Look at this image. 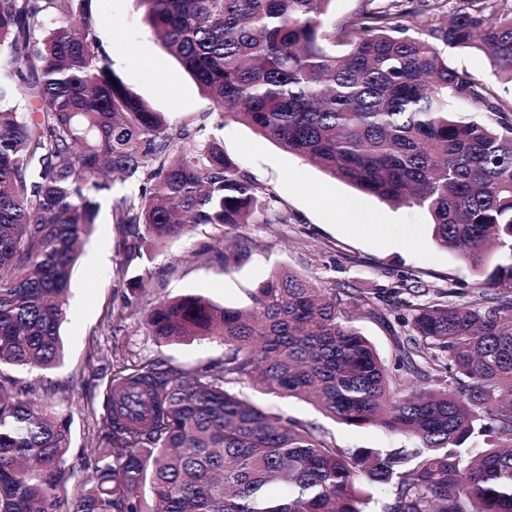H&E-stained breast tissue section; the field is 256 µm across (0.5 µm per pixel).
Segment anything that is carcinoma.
I'll list each match as a JSON object with an SVG mask.
<instances>
[{
    "instance_id": "obj_1",
    "label": "carcinoma",
    "mask_w": 512,
    "mask_h": 512,
    "mask_svg": "<svg viewBox=\"0 0 512 512\" xmlns=\"http://www.w3.org/2000/svg\"><path fill=\"white\" fill-rule=\"evenodd\" d=\"M92 2L0 0V512H364L374 485L394 489L384 512H512V123L440 49L475 48L512 84V15L487 16L482 0L424 37L406 35L401 0L330 27L333 0H139L217 127L246 123L363 193L422 208L439 247L495 263L472 299L438 291L411 309L391 365L342 322L336 293L287 269L247 309L200 295L157 303L148 335L219 337V371L115 373L96 480L56 495L69 420L22 398L7 369L61 360L71 273L100 199L124 235L120 277L143 245L199 225L287 222L200 137L205 125L169 122L124 84ZM450 98L486 117H457ZM111 175L132 191L111 193ZM253 248H225L224 268ZM249 380L410 444L339 448L236 391ZM476 437L487 448L472 451Z\"/></svg>"
}]
</instances>
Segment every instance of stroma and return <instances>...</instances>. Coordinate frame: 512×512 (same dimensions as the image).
Returning a JSON list of instances; mask_svg holds the SVG:
<instances>
[{
	"instance_id": "1",
	"label": "stroma",
	"mask_w": 512,
	"mask_h": 512,
	"mask_svg": "<svg viewBox=\"0 0 512 512\" xmlns=\"http://www.w3.org/2000/svg\"><path fill=\"white\" fill-rule=\"evenodd\" d=\"M93 11L101 20L100 44L124 83L170 122L205 121L206 136L218 138L225 152L273 193L274 208L286 221L269 224L260 216L236 228L234 237L252 242L254 249L233 271H225L220 258L222 229L201 225L145 253L121 279L116 265L123 257L122 237L109 205H102L73 270L61 325L62 362L50 370L16 373L30 386V399L51 402L70 417L68 476L60 488L64 494L91 477L103 451L100 415L115 369L150 361L193 372L224 357L217 338L159 343L148 336L145 314L158 301L196 294L224 307L245 308L271 271L286 268L340 292L348 325L390 363L396 337L406 333L404 288L417 284L469 296L484 277L435 244L427 211L396 208L359 192L248 125L229 122L216 128L207 117L212 103L160 47L138 0H93ZM444 55L451 67L468 71L503 103L512 104V85L495 78L483 54L448 48ZM367 215L382 218L377 233L360 232ZM363 288L379 289L380 299L368 302L359 294ZM239 389L272 412L314 424L341 448H395L402 443L399 436L372 425L335 421L302 400L266 394L248 383Z\"/></svg>"
}]
</instances>
